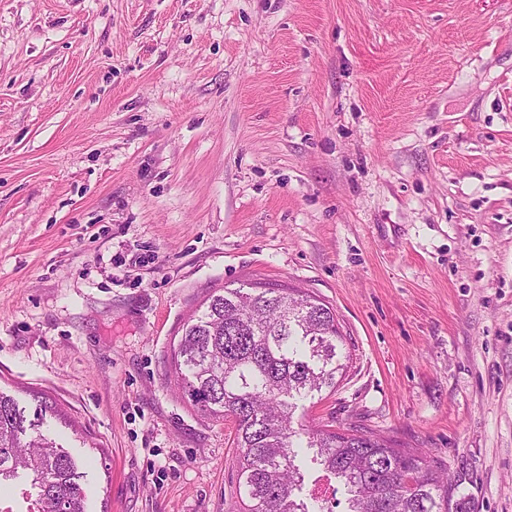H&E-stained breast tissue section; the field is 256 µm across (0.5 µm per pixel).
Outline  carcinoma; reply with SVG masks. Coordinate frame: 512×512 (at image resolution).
Here are the masks:
<instances>
[{
  "label": "carcinoma",
  "instance_id": "carcinoma-1",
  "mask_svg": "<svg viewBox=\"0 0 512 512\" xmlns=\"http://www.w3.org/2000/svg\"><path fill=\"white\" fill-rule=\"evenodd\" d=\"M336 312L290 288L214 290L182 326L169 373L193 408L234 422L243 512H330L307 493L309 450L337 481L345 512H449L448 471L434 457L365 428H294V414L345 377ZM0 393V486L24 478L27 512H86L73 456L30 433Z\"/></svg>",
  "mask_w": 512,
  "mask_h": 512
}]
</instances>
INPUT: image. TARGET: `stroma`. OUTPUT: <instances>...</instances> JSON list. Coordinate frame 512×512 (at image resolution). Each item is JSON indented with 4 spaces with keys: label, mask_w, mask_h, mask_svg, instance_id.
Listing matches in <instances>:
<instances>
[{
    "label": "stroma",
    "mask_w": 512,
    "mask_h": 512,
    "mask_svg": "<svg viewBox=\"0 0 512 512\" xmlns=\"http://www.w3.org/2000/svg\"><path fill=\"white\" fill-rule=\"evenodd\" d=\"M257 283L347 338L307 422L512 512V0H0V391L87 512H240L169 362Z\"/></svg>",
    "instance_id": "obj_1"
}]
</instances>
